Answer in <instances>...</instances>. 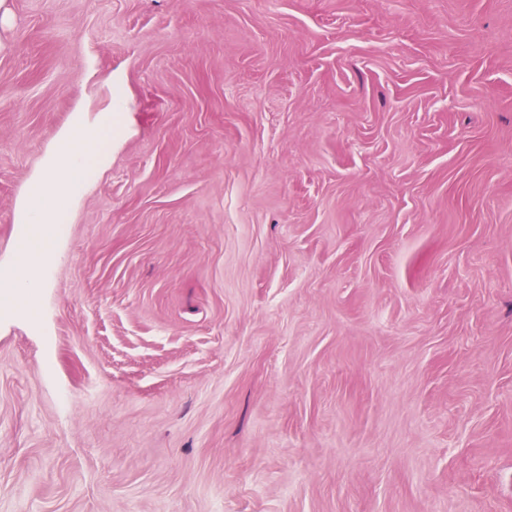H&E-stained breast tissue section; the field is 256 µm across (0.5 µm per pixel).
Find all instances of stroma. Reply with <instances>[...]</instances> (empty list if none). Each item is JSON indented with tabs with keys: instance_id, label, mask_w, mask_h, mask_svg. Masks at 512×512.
<instances>
[{
	"instance_id": "1",
	"label": "stroma",
	"mask_w": 512,
	"mask_h": 512,
	"mask_svg": "<svg viewBox=\"0 0 512 512\" xmlns=\"http://www.w3.org/2000/svg\"><path fill=\"white\" fill-rule=\"evenodd\" d=\"M0 512H512V0H6ZM109 110L108 118L97 122L78 114L59 136L20 206L18 223L25 224L26 232L18 249V270L10 285L1 287L14 288L15 299L32 301L42 288L39 272L47 244L59 233L57 225L65 223L77 190L112 150V106Z\"/></svg>"
}]
</instances>
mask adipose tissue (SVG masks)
Listing matches in <instances>:
<instances>
[{
    "mask_svg": "<svg viewBox=\"0 0 512 512\" xmlns=\"http://www.w3.org/2000/svg\"><path fill=\"white\" fill-rule=\"evenodd\" d=\"M111 149L112 121L108 118L93 122L80 116L61 133L19 209L18 221L26 232L18 249L17 272L10 282L15 298L30 301L39 292L47 244L57 235L58 224L64 223L77 190L104 163Z\"/></svg>",
    "mask_w": 512,
    "mask_h": 512,
    "instance_id": "obj_1",
    "label": "adipose tissue"
}]
</instances>
